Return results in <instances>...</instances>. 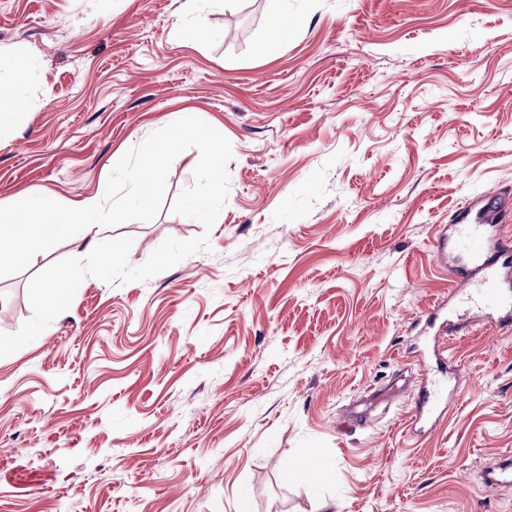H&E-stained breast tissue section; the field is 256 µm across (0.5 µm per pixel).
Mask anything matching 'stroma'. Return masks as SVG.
Segmentation results:
<instances>
[{
    "mask_svg": "<svg viewBox=\"0 0 512 512\" xmlns=\"http://www.w3.org/2000/svg\"><path fill=\"white\" fill-rule=\"evenodd\" d=\"M187 0H0V48L28 57L31 106L0 133V203L105 192L118 159L191 109L231 142L211 229L172 213L86 228L209 249L144 282L85 278L43 336L0 358V512H512L483 473L512 455V331L448 349L432 431L408 413L427 366L411 324L448 292L430 242L467 199L512 208V0H275L177 22ZM0 277V332L31 318ZM399 397L351 424L357 392ZM314 451L311 464L301 457ZM278 1V16L274 17L273 26L267 34L266 48L275 50L280 48L288 39V23L284 17H288V0Z\"/></svg>",
    "mask_w": 512,
    "mask_h": 512,
    "instance_id": "stroma-1",
    "label": "stroma"
}]
</instances>
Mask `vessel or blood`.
<instances>
[{
  "label": "vessel or blood",
  "instance_id": "obj_1",
  "mask_svg": "<svg viewBox=\"0 0 512 512\" xmlns=\"http://www.w3.org/2000/svg\"><path fill=\"white\" fill-rule=\"evenodd\" d=\"M501 213L497 193L487 191L458 208L432 239L431 254L452 286L446 299L421 312L426 327L451 336L469 329L475 319L497 330L512 328V243L496 232ZM443 415L431 393L422 391L410 427L423 433L433 418Z\"/></svg>",
  "mask_w": 512,
  "mask_h": 512
}]
</instances>
